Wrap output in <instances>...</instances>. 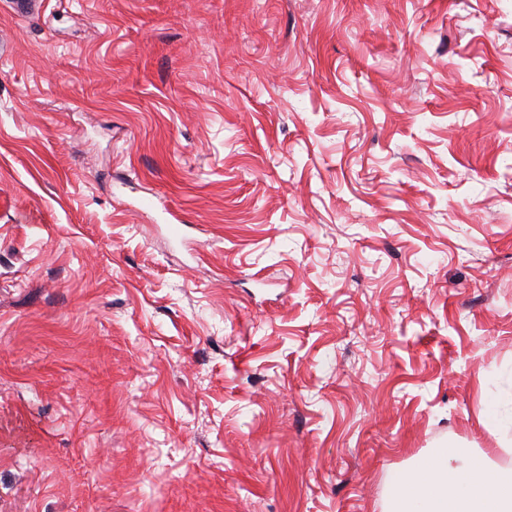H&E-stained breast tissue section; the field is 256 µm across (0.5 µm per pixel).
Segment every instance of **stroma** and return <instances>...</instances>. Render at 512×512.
Returning a JSON list of instances; mask_svg holds the SVG:
<instances>
[{
	"instance_id": "obj_1",
	"label": "stroma",
	"mask_w": 512,
	"mask_h": 512,
	"mask_svg": "<svg viewBox=\"0 0 512 512\" xmlns=\"http://www.w3.org/2000/svg\"><path fill=\"white\" fill-rule=\"evenodd\" d=\"M510 391L512 0H0V512H386Z\"/></svg>"
}]
</instances>
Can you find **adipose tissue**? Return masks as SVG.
I'll return each instance as SVG.
<instances>
[{
  "label": "adipose tissue",
  "instance_id": "adipose-tissue-1",
  "mask_svg": "<svg viewBox=\"0 0 512 512\" xmlns=\"http://www.w3.org/2000/svg\"><path fill=\"white\" fill-rule=\"evenodd\" d=\"M392 512H512V477L442 448L392 477Z\"/></svg>",
  "mask_w": 512,
  "mask_h": 512
}]
</instances>
